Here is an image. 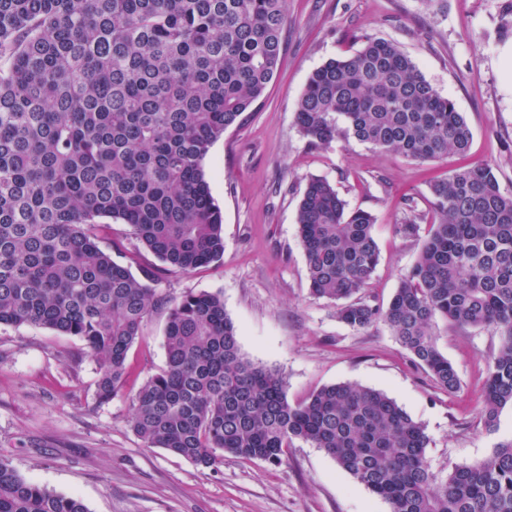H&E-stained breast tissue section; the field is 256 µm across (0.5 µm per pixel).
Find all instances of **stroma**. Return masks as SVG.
Segmentation results:
<instances>
[{"instance_id":"1","label":"stroma","mask_w":512,"mask_h":512,"mask_svg":"<svg viewBox=\"0 0 512 512\" xmlns=\"http://www.w3.org/2000/svg\"><path fill=\"white\" fill-rule=\"evenodd\" d=\"M506 0H287L279 70L204 160L224 214L222 261L173 272L159 290L221 295L242 354L279 370L289 403L323 386L351 382L384 391L423 425L431 472L444 479L512 441V406L494 429L480 416L487 365L500 338L435 319L441 353L461 380L444 393L415 366L384 324L356 331L336 305L310 295L297 211L307 181L323 177L350 208L371 212L380 261L367 291L388 301L420 244L395 226L403 196L422 200L428 183L462 166L490 165L512 191V39H501ZM395 42L473 133L469 152L425 163L355 140L309 148L295 122L311 73L351 54L363 36ZM164 311H154L127 359L124 389L96 394L97 366L83 342L32 326H0V460L26 480L80 499L89 512H391L323 450L298 440L278 464L225 455L205 469L143 447L130 427L132 403L165 363Z\"/></svg>"}]
</instances>
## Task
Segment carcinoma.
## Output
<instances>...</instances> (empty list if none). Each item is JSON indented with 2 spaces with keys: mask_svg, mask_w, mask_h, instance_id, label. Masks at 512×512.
<instances>
[{
  "mask_svg": "<svg viewBox=\"0 0 512 512\" xmlns=\"http://www.w3.org/2000/svg\"><path fill=\"white\" fill-rule=\"evenodd\" d=\"M287 0H0V325L79 338L97 394L123 390L127 355L150 312L167 307L165 365L133 399L131 428L213 468L230 453L282 461L294 441L325 450L392 512H512V441L436 483L423 426L384 392L324 386L288 402L279 371L240 351L220 295L167 300L156 284L224 258L223 214L203 162L239 127L281 61ZM313 149L342 137L420 162L465 153L471 128L396 44L362 37L310 75L296 111ZM396 225L421 240L387 304L363 295L380 251L375 219L311 178L298 235L309 292L355 331L383 322L444 392L460 388L432 323L492 328L481 415L512 404V193L489 165L428 185ZM116 219L159 264L135 276L101 246ZM0 512H89L0 461Z\"/></svg>",
  "mask_w": 512,
  "mask_h": 512,
  "instance_id": "obj_1",
  "label": "carcinoma"
}]
</instances>
